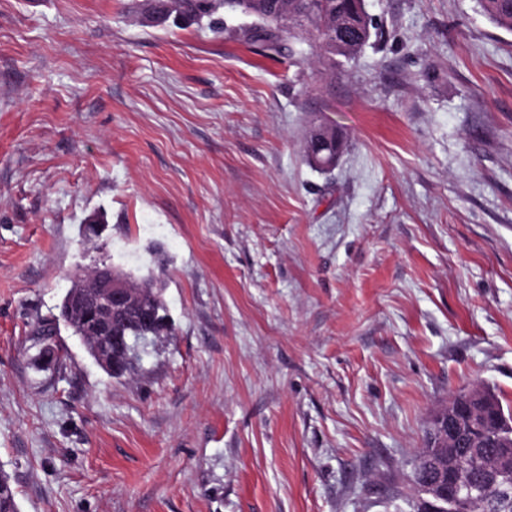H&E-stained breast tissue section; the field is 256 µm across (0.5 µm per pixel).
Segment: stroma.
Segmentation results:
<instances>
[{
    "label": "stroma",
    "instance_id": "obj_1",
    "mask_svg": "<svg viewBox=\"0 0 512 512\" xmlns=\"http://www.w3.org/2000/svg\"><path fill=\"white\" fill-rule=\"evenodd\" d=\"M0 0V468L20 512H396L433 412L512 402V34L365 0L332 70L254 17ZM346 141L311 168L314 124ZM100 217L104 232L85 240ZM168 262L172 336L107 375L58 306ZM64 355L44 367L34 327Z\"/></svg>",
    "mask_w": 512,
    "mask_h": 512
}]
</instances>
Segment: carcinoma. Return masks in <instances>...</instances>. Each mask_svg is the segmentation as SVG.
<instances>
[{
  "instance_id": "carcinoma-1",
  "label": "carcinoma",
  "mask_w": 512,
  "mask_h": 512,
  "mask_svg": "<svg viewBox=\"0 0 512 512\" xmlns=\"http://www.w3.org/2000/svg\"><path fill=\"white\" fill-rule=\"evenodd\" d=\"M481 12L499 28L512 32V0H477ZM241 12L257 19L251 41L269 42L276 48L283 41L301 44L315 37L321 53L318 60L328 64L340 56L354 59L371 38L368 16L359 10V0H148V17L175 15L193 22L210 20L220 10ZM336 156V132L324 131L317 124L310 129L305 143V159L309 166L325 172L324 164ZM147 296L143 305L128 322L112 325L114 336H168L174 331V323L164 298L163 288L158 286V276L149 273L142 277ZM476 398H488L495 402L499 416L491 418L485 429L487 448L483 466L474 468L460 461L461 449L452 447L448 437L442 434V424L432 419L425 430V445L414 456L407 481L413 496L407 500L409 512H428L427 496L421 488L425 457L435 451L457 464L460 478L469 486L481 490L479 500H491L499 490L498 460L512 457V406L503 404V398L487 387H475L455 394L448 402L447 410L459 411L465 418ZM0 512H20L16 491L10 476L0 470Z\"/></svg>"
}]
</instances>
